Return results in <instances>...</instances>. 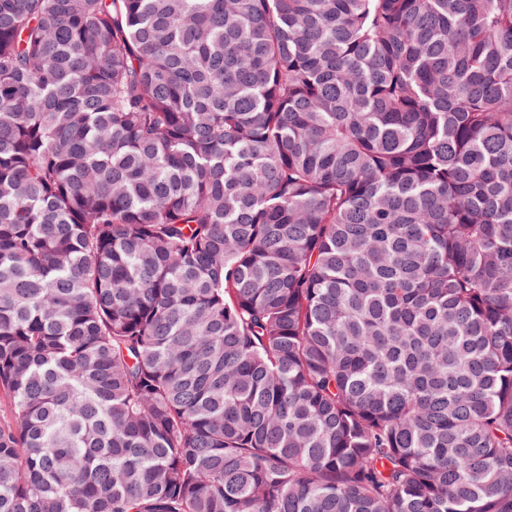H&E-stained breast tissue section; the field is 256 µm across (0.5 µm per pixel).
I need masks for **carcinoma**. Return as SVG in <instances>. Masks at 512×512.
<instances>
[{
    "label": "carcinoma",
    "instance_id": "1",
    "mask_svg": "<svg viewBox=\"0 0 512 512\" xmlns=\"http://www.w3.org/2000/svg\"><path fill=\"white\" fill-rule=\"evenodd\" d=\"M0 512H512V0H0Z\"/></svg>",
    "mask_w": 512,
    "mask_h": 512
}]
</instances>
